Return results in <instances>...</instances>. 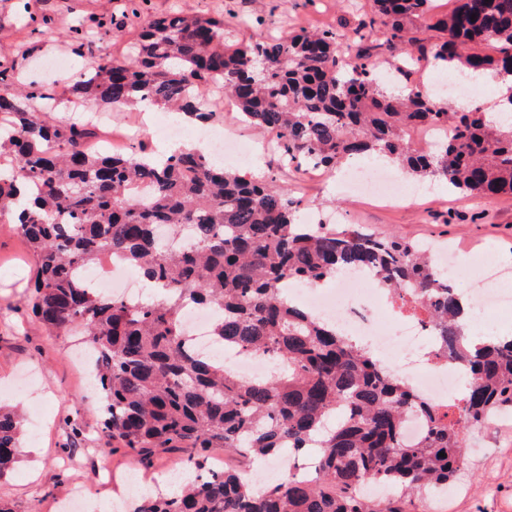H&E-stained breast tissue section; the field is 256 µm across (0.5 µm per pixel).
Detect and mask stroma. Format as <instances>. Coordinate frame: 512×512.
<instances>
[{
    "instance_id": "1",
    "label": "stroma",
    "mask_w": 512,
    "mask_h": 512,
    "mask_svg": "<svg viewBox=\"0 0 512 512\" xmlns=\"http://www.w3.org/2000/svg\"><path fill=\"white\" fill-rule=\"evenodd\" d=\"M372 7V0H139V13L132 16L125 0H0V60L18 61L26 80L63 92L84 65L69 38L74 27L88 28L95 54L104 56L120 49L114 21H124L131 34L148 17L171 10L216 18L245 14L250 25L240 37L248 40L303 26L343 33ZM42 19L46 31L28 36L32 21ZM345 177L342 168L320 179L291 171L279 183L305 199L308 210L346 214L369 231L457 244L460 291H467L482 265H512V197L479 202L433 178L387 207L347 194L341 188ZM36 263L11 224L0 221V405L25 411L19 461L0 477V499L13 512H60V504L81 485L98 501L111 503L129 491L100 486L101 466L119 473L173 471L184 454L174 450L146 458L109 449L99 436L90 444L71 443L73 425L96 426L100 392L73 363L68 336L48 333L34 320L30 285ZM466 454L468 472L439 512H512V420L471 430Z\"/></svg>"
}]
</instances>
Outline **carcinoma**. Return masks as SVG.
I'll use <instances>...</instances> for the list:
<instances>
[{
	"mask_svg": "<svg viewBox=\"0 0 512 512\" xmlns=\"http://www.w3.org/2000/svg\"><path fill=\"white\" fill-rule=\"evenodd\" d=\"M373 2L344 48L329 28L231 48L234 16H153L125 53L91 61L67 93L73 103L117 109L147 101L207 124L217 113L191 84L217 78L240 121L278 140L285 168L330 170L377 155L475 198L512 196V119L479 107L450 112L416 87L394 96L375 79L364 47L372 39L398 49L396 64L406 67L429 52L446 67L512 76V0H456L428 48L413 21L431 15L434 0ZM54 95L20 86L15 64L0 61V215H12L37 258L38 323L49 333L79 327L88 337L107 443L144 456L188 452L182 463L190 475L177 491L159 489L130 512H413L424 495L452 488L466 465L465 433L512 411V336L471 344L465 296L425 254V242L301 224L303 200L277 185L278 174L233 173L200 148L159 157L139 140L124 153L91 152L94 127L52 117L44 102ZM429 125L445 135L434 152L420 154L408 135ZM137 187L149 190L147 199L132 197ZM163 226L182 234L177 248ZM103 249L167 295L131 307L98 294L79 269ZM349 269L422 301L434 358L467 375L461 397L445 406L423 399L282 288ZM193 304L212 310L221 345L272 360L270 373L243 379L194 354L180 339L183 309ZM413 415L426 432L408 444L402 428ZM20 434L18 413L0 410V476L18 462ZM211 448L301 460L313 449L316 466L307 478L292 473L254 488L234 467H208ZM364 483H385L395 494L365 498Z\"/></svg>",
	"mask_w": 512,
	"mask_h": 512,
	"instance_id": "1",
	"label": "carcinoma"
}]
</instances>
